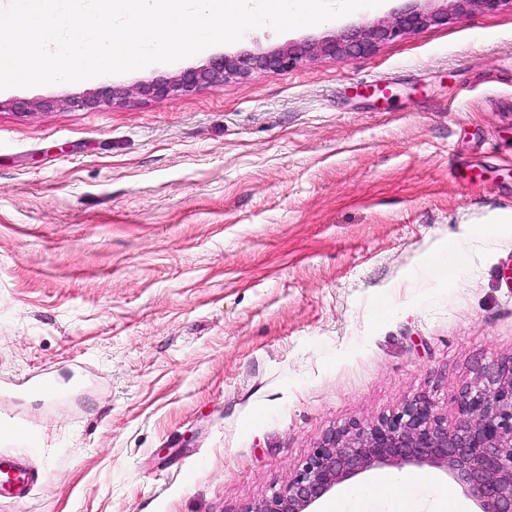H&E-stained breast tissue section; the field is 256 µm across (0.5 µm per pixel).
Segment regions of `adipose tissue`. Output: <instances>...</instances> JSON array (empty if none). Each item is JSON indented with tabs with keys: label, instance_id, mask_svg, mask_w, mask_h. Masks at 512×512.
I'll list each match as a JSON object with an SVG mask.
<instances>
[{
	"label": "adipose tissue",
	"instance_id": "1",
	"mask_svg": "<svg viewBox=\"0 0 512 512\" xmlns=\"http://www.w3.org/2000/svg\"><path fill=\"white\" fill-rule=\"evenodd\" d=\"M431 479L425 475L399 478L382 475L364 489L330 504V512H369L373 503L386 500L391 504L390 512H418L417 496L428 487Z\"/></svg>",
	"mask_w": 512,
	"mask_h": 512
}]
</instances>
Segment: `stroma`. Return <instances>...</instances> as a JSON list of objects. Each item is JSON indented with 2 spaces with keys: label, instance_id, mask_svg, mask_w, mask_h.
Listing matches in <instances>:
<instances>
[{
  "label": "stroma",
  "instance_id": "stroma-1",
  "mask_svg": "<svg viewBox=\"0 0 512 512\" xmlns=\"http://www.w3.org/2000/svg\"><path fill=\"white\" fill-rule=\"evenodd\" d=\"M443 6L384 0L0 90V381L60 383L55 400L0 388V451L46 476L0 512H240L328 431L417 395L453 417L457 390L512 357L511 8L134 92ZM105 87L130 95L70 106ZM452 241L460 270L431 276ZM451 9L442 12H424L412 9L394 17L391 22L375 26H362L342 33L334 39L307 43L301 47H288L262 54L222 56L212 60L207 67L183 72L175 77L154 81L140 86L141 95L169 96L190 91L204 84L224 82L229 78H243L254 71L281 72L306 58L329 56L349 59L374 52L380 44L433 25L448 24L455 14L478 10L495 12L504 5L512 7L511 0H448Z\"/></svg>",
  "mask_w": 512,
  "mask_h": 512
}]
</instances>
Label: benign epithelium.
I'll list each match as a JSON object with an SVG mask.
<instances>
[{
	"label": "benign epithelium",
	"mask_w": 512,
	"mask_h": 512,
	"mask_svg": "<svg viewBox=\"0 0 512 512\" xmlns=\"http://www.w3.org/2000/svg\"><path fill=\"white\" fill-rule=\"evenodd\" d=\"M449 2L446 11L412 9L390 22L301 47L222 56L205 68L143 85L138 93L169 96L258 70L285 71L319 55L345 60L423 28L445 25L455 14L512 6V0ZM117 95L114 89L98 91L76 106L93 109ZM455 404V416L448 420L428 396L418 395L370 425L351 423L329 431L287 484L241 512H312L336 486L376 466L443 468L474 503L475 512H512V358L484 368L475 382L457 391Z\"/></svg>",
	"instance_id": "obj_1"
}]
</instances>
